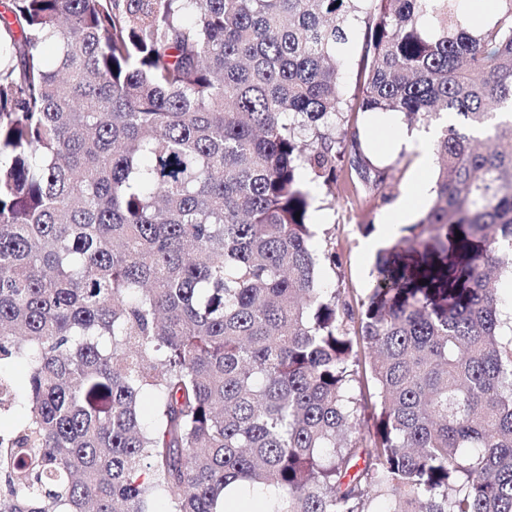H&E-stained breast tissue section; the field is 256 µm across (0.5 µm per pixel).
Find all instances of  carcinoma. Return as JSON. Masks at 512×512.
Instances as JSON below:
<instances>
[{"label":"carcinoma","instance_id":"carcinoma-1","mask_svg":"<svg viewBox=\"0 0 512 512\" xmlns=\"http://www.w3.org/2000/svg\"><path fill=\"white\" fill-rule=\"evenodd\" d=\"M0 0V512H512V0ZM364 24L358 95L341 58ZM456 122L366 299L307 180ZM463 237L456 239V232ZM30 372L16 388L11 369ZM152 418H141L140 400ZM457 7L460 12V14L463 16L466 25L472 29L476 30L480 27L492 22L495 18V10L493 9V6L491 4V10L484 15H476L471 12L469 7V1L477 4L487 3L488 1H472V0H458Z\"/></svg>","mask_w":512,"mask_h":512}]
</instances>
